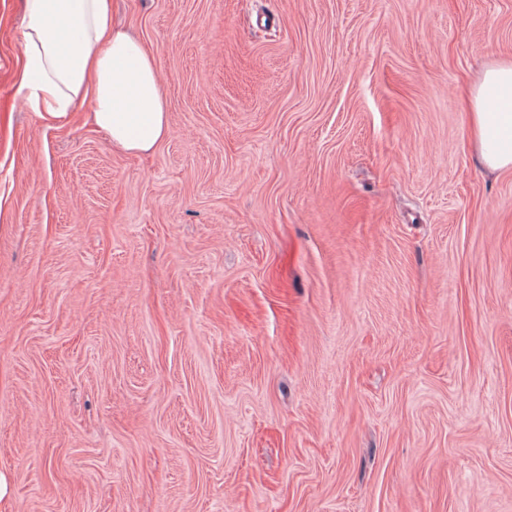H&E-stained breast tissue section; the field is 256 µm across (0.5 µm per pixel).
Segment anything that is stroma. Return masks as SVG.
<instances>
[{"label":"stroma","instance_id":"1","mask_svg":"<svg viewBox=\"0 0 512 512\" xmlns=\"http://www.w3.org/2000/svg\"><path fill=\"white\" fill-rule=\"evenodd\" d=\"M169 133L18 92L0 0L11 512H512V172L466 146L512 0H113Z\"/></svg>","mask_w":512,"mask_h":512}]
</instances>
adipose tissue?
Masks as SVG:
<instances>
[{
    "mask_svg": "<svg viewBox=\"0 0 512 512\" xmlns=\"http://www.w3.org/2000/svg\"><path fill=\"white\" fill-rule=\"evenodd\" d=\"M18 89L47 125L88 107L117 149L152 151L169 133L154 53L112 24V0H25ZM469 146L490 173L512 172V59L490 61L468 94Z\"/></svg>",
    "mask_w": 512,
    "mask_h": 512,
    "instance_id": "adipose-tissue-1",
    "label": "adipose tissue"
}]
</instances>
